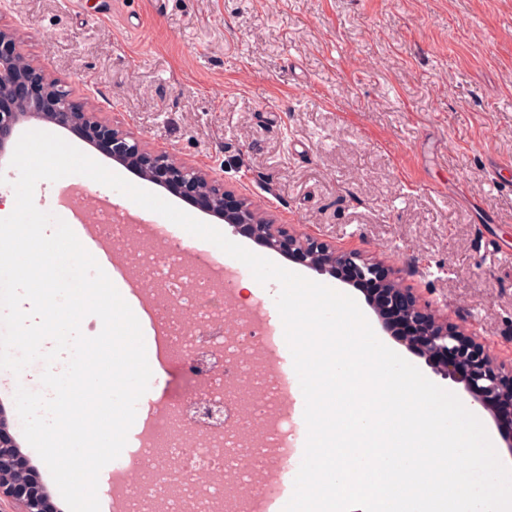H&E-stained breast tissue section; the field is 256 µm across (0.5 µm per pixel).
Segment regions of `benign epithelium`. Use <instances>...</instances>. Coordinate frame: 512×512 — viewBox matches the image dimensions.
Wrapping results in <instances>:
<instances>
[{"instance_id":"obj_1","label":"benign epithelium","mask_w":512,"mask_h":512,"mask_svg":"<svg viewBox=\"0 0 512 512\" xmlns=\"http://www.w3.org/2000/svg\"><path fill=\"white\" fill-rule=\"evenodd\" d=\"M14 34L0 27V157L12 145L13 132L32 120L79 132L91 145L106 146L112 158L137 170L147 181L164 184L181 194L201 199L203 209L224 219L234 227L244 225L250 236L265 247L307 264L310 268L336 273L346 269L361 279H371L384 268L358 253L345 252L334 246L288 231L283 224L255 211L247 199L213 177L207 170L178 160L167 152H155L134 134L117 124L101 120L96 112L76 101L65 85L45 70L23 62ZM380 291L387 301L401 296L411 303L401 311L407 321L417 318L427 326L417 336L401 342L423 354L437 373L464 385L473 402L492 413L502 431L512 435V415H503L504 404H512V368L496 364L483 347L456 327L423 311L410 290L398 287L386 278ZM9 498L21 512H53L52 504L42 493L41 482L15 453L13 437L6 421L0 418V497Z\"/></svg>"}]
</instances>
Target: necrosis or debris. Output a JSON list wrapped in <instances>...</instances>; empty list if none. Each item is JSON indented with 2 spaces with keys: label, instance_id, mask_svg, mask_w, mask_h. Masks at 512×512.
<instances>
[{
  "label": "necrosis or debris",
  "instance_id": "necrosis-or-debris-1",
  "mask_svg": "<svg viewBox=\"0 0 512 512\" xmlns=\"http://www.w3.org/2000/svg\"><path fill=\"white\" fill-rule=\"evenodd\" d=\"M124 255L118 269L143 288L162 293L155 314L166 326L161 350L191 370L208 350L210 371L190 401L223 403L224 422L194 423L186 406L157 404L151 419L161 439L149 451L123 453L132 490L119 498L118 512H267L287 487L296 455L290 433L287 364L259 361V348L273 344L275 330L262 319L229 308L225 292L173 239L122 234L115 219L99 225Z\"/></svg>",
  "mask_w": 512,
  "mask_h": 512
}]
</instances>
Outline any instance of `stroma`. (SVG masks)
<instances>
[{"label": "stroma", "mask_w": 512, "mask_h": 512, "mask_svg": "<svg viewBox=\"0 0 512 512\" xmlns=\"http://www.w3.org/2000/svg\"><path fill=\"white\" fill-rule=\"evenodd\" d=\"M0 0L38 66L148 146L211 170L290 231L388 267L417 304L512 365V0ZM232 241L351 295L215 217ZM225 286L282 329L276 282ZM177 360L150 393L189 391Z\"/></svg>", "instance_id": "obj_1"}]
</instances>
